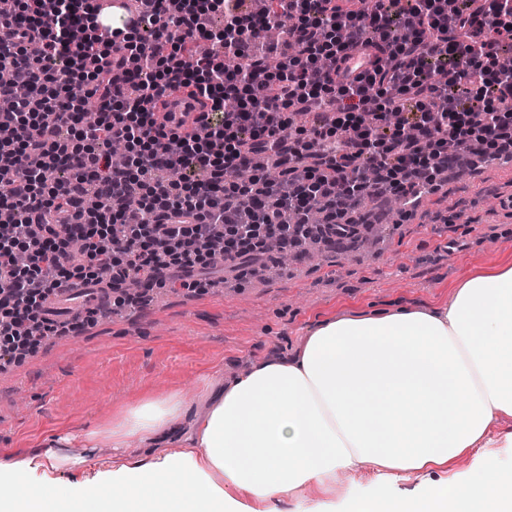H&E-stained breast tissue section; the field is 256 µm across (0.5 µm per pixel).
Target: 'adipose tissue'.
Here are the masks:
<instances>
[{"instance_id":"obj_1","label":"adipose tissue","mask_w":512,"mask_h":512,"mask_svg":"<svg viewBox=\"0 0 512 512\" xmlns=\"http://www.w3.org/2000/svg\"><path fill=\"white\" fill-rule=\"evenodd\" d=\"M189 416L175 395L148 399L85 433L110 441L108 466L47 447L0 458V512H279L275 500L355 464L376 473L371 492L323 512H512V266L457 285L449 304L352 311L318 323L292 359L273 358L213 388ZM188 426V449L167 447ZM141 450L126 453L129 440ZM465 473L399 495L400 474ZM61 471L77 481L56 484Z\"/></svg>"}]
</instances>
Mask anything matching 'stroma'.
Here are the masks:
<instances>
[{"mask_svg": "<svg viewBox=\"0 0 512 512\" xmlns=\"http://www.w3.org/2000/svg\"><path fill=\"white\" fill-rule=\"evenodd\" d=\"M469 179L462 169L429 195L420 218L398 225L374 254L326 250L318 267L237 280L186 293L148 290L139 308H101L83 330L44 340L0 371V448L25 451L49 437H70L82 452L85 431L145 398L179 395L189 411L208 385L272 356H295L318 322L348 310L398 303H448L465 276L512 264V160L495 159ZM453 215L451 225L434 213ZM457 240L448 249L449 240Z\"/></svg>", "mask_w": 512, "mask_h": 512, "instance_id": "obj_1", "label": "stroma"}]
</instances>
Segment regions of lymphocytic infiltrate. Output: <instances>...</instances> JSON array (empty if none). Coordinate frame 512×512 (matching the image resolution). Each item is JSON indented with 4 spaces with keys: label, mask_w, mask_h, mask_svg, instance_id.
I'll list each match as a JSON object with an SVG mask.
<instances>
[{
    "label": "lymphocytic infiltrate",
    "mask_w": 512,
    "mask_h": 512,
    "mask_svg": "<svg viewBox=\"0 0 512 512\" xmlns=\"http://www.w3.org/2000/svg\"><path fill=\"white\" fill-rule=\"evenodd\" d=\"M272 2L259 22L233 0H139L151 36L134 42L100 32L98 0H18L0 16V68L30 91L0 114V224L12 228L0 237V371L23 354L15 337L73 331L47 306L60 289L133 278L209 288L221 266L266 259L255 229L286 253L311 235L333 248L364 226L361 199L437 190L473 146L487 161L512 156V71L500 66L512 0ZM218 9L214 33L205 19ZM270 26L287 37L267 48L272 69L252 56ZM202 40L219 53L185 70L183 52ZM181 90L205 107L192 135L157 124L156 106ZM88 95L102 100L92 126ZM300 112L317 123L290 128ZM116 140L129 155L118 169ZM260 157L277 178L238 181ZM53 168L66 178L47 182Z\"/></svg>",
    "instance_id": "lymphocytic-infiltrate-1"
}]
</instances>
